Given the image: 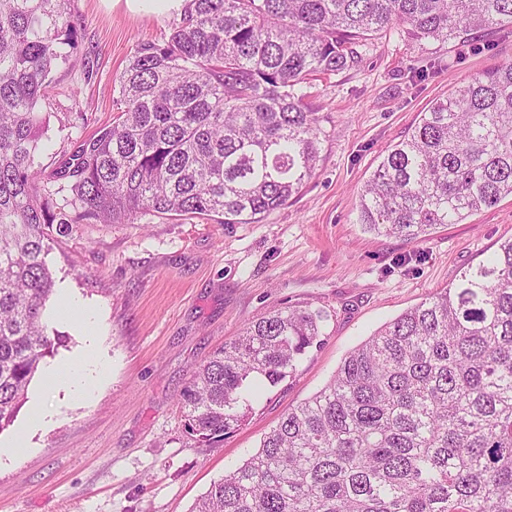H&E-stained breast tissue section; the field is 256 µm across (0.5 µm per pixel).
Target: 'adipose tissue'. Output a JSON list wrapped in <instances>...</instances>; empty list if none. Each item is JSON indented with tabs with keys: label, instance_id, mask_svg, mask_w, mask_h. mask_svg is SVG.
Here are the masks:
<instances>
[{
	"label": "adipose tissue",
	"instance_id": "ef3b65f1",
	"mask_svg": "<svg viewBox=\"0 0 512 512\" xmlns=\"http://www.w3.org/2000/svg\"><path fill=\"white\" fill-rule=\"evenodd\" d=\"M94 337H87L80 352L55 365L50 378L56 387L70 394L85 397L102 385L109 377L108 363L96 355Z\"/></svg>",
	"mask_w": 512,
	"mask_h": 512
}]
</instances>
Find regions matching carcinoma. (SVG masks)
Listing matches in <instances>:
<instances>
[{
    "mask_svg": "<svg viewBox=\"0 0 512 512\" xmlns=\"http://www.w3.org/2000/svg\"><path fill=\"white\" fill-rule=\"evenodd\" d=\"M73 0H0V431L62 343L43 313L48 241L143 213L258 224L320 158L313 77L402 30L461 40L512 27V0H188L117 77V115L37 162L51 73L75 48ZM512 196V62L439 99L382 156L358 223L422 240ZM327 314L283 307L244 324L190 376L187 432L224 439L257 382L274 388L320 343ZM192 512H512V239L458 283L384 324L288 410Z\"/></svg>",
    "mask_w": 512,
    "mask_h": 512,
    "instance_id": "carcinoma-1",
    "label": "carcinoma"
}]
</instances>
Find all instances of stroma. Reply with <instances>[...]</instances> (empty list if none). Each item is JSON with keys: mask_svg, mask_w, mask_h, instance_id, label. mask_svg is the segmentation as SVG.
Here are the masks:
<instances>
[{"mask_svg": "<svg viewBox=\"0 0 512 512\" xmlns=\"http://www.w3.org/2000/svg\"><path fill=\"white\" fill-rule=\"evenodd\" d=\"M76 63L53 76L45 149L62 155L108 126L117 77L137 44L160 41L177 12L125 0H74ZM512 61V28L461 41L376 37L358 62L313 81L307 99L321 158L300 192L259 224L146 214L131 224H74L49 242L55 293L44 322L62 345L45 358L12 425L0 431V512H191L254 452L288 408L320 390L385 322L512 239V197L425 241L364 232L358 196L380 156L422 112L472 76ZM93 313L109 380L88 400L57 391L46 371L84 345L59 304ZM302 306L326 312L323 341L295 373L253 401L247 421L207 445L187 433L180 393L192 369L245 322Z\"/></svg>", "mask_w": 512, "mask_h": 512, "instance_id": "obj_1", "label": "stroma"}]
</instances>
